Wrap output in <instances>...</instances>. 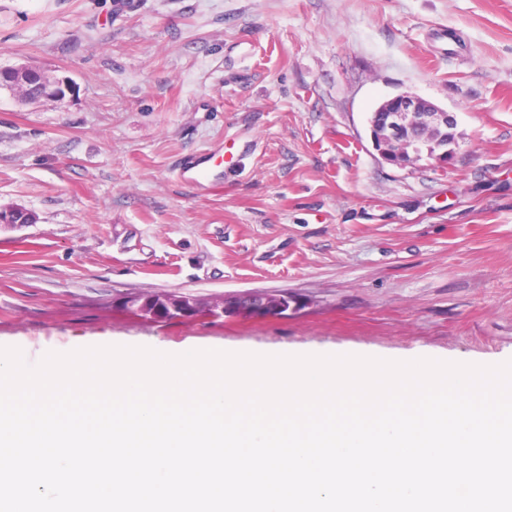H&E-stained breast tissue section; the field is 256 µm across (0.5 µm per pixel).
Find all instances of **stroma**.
I'll use <instances>...</instances> for the list:
<instances>
[{
  "label": "stroma",
  "instance_id": "35a3bbf8",
  "mask_svg": "<svg viewBox=\"0 0 512 512\" xmlns=\"http://www.w3.org/2000/svg\"><path fill=\"white\" fill-rule=\"evenodd\" d=\"M0 345L512 360V0H0ZM452 112L444 167L399 168L367 119ZM239 157L222 183L194 154ZM288 293V311L152 320L133 296ZM18 77L22 80L20 85L17 84ZM0 85L11 86L19 98L36 100L62 97L68 87L64 81L51 79L35 67H0ZM220 163L216 164L213 156L200 155L188 161L180 170L183 175L189 174L198 181H214L221 179Z\"/></svg>",
  "mask_w": 512,
  "mask_h": 512
}]
</instances>
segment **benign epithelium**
<instances>
[{
	"instance_id": "benign-epithelium-1",
	"label": "benign epithelium",
	"mask_w": 512,
	"mask_h": 512,
	"mask_svg": "<svg viewBox=\"0 0 512 512\" xmlns=\"http://www.w3.org/2000/svg\"><path fill=\"white\" fill-rule=\"evenodd\" d=\"M0 85L10 86L20 98H59L65 95V82L50 78L35 67H0ZM377 111L385 113L386 132L381 138L379 156L386 162L405 168L423 158L438 166L448 164L454 150L457 120L454 114L437 104L409 92L384 100ZM32 222V214L20 208L0 212V224L21 227ZM192 300L170 299L168 316L183 319L191 309Z\"/></svg>"
}]
</instances>
